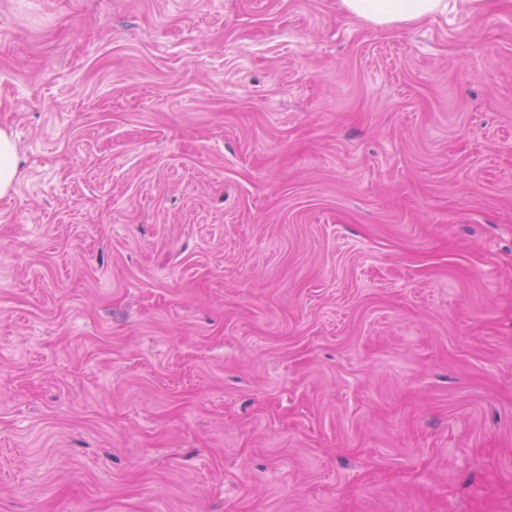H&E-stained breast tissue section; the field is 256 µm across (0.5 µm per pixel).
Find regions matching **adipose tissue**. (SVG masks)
Listing matches in <instances>:
<instances>
[{
    "mask_svg": "<svg viewBox=\"0 0 512 512\" xmlns=\"http://www.w3.org/2000/svg\"><path fill=\"white\" fill-rule=\"evenodd\" d=\"M347 15L378 27L400 23H418L446 12L448 0H339Z\"/></svg>",
    "mask_w": 512,
    "mask_h": 512,
    "instance_id": "obj_1",
    "label": "adipose tissue"
}]
</instances>
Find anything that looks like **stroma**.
I'll list each match as a JSON object with an SVG mask.
<instances>
[{"mask_svg":"<svg viewBox=\"0 0 512 512\" xmlns=\"http://www.w3.org/2000/svg\"><path fill=\"white\" fill-rule=\"evenodd\" d=\"M0 512H512V0H0ZM347 15L378 27L419 23L448 10L447 0H339ZM17 174V147L12 137L0 129V195L8 193Z\"/></svg>","mask_w":512,"mask_h":512,"instance_id":"stroma-1","label":"stroma"}]
</instances>
